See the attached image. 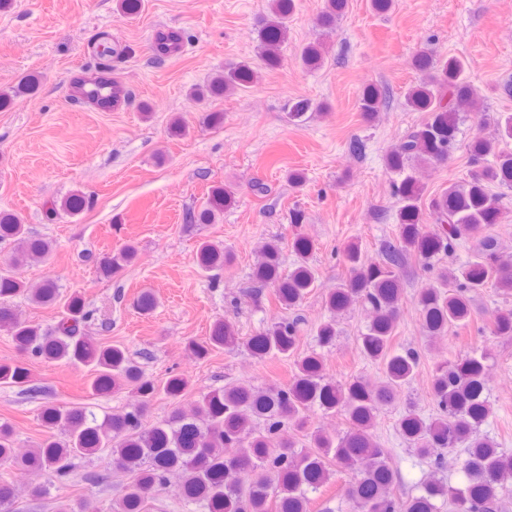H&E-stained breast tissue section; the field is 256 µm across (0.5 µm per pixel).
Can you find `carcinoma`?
<instances>
[{
    "label": "carcinoma",
    "instance_id": "1",
    "mask_svg": "<svg viewBox=\"0 0 512 512\" xmlns=\"http://www.w3.org/2000/svg\"><path fill=\"white\" fill-rule=\"evenodd\" d=\"M345 2L326 0L318 25L334 28ZM294 9V0H269L260 28L261 56L269 67L277 65L288 41V18ZM299 56L305 66L320 67L322 43L302 46ZM412 66L421 78L407 91L405 104L427 117L385 158L387 169L395 175L392 189L400 204L397 239L384 245L374 263L364 261L358 244L344 248L350 276L327 294L330 316L315 327L318 347L332 348L339 337L336 314L356 304L366 307L370 321L357 341L363 357L382 366L381 381L333 383L323 373L319 354L311 352L294 360L292 379L284 386L259 388L247 381L230 382L201 394L186 411L177 406L187 387L183 377L174 375L156 383L124 349L87 336L84 326L91 315L81 298L63 297L52 280L38 287L25 280L21 268L30 259L45 258L51 244L35 237L18 216L0 213V242L13 245L12 258L0 267V330L12 337L25 356L88 369L93 373L89 389L94 395L129 389L136 397L134 404L100 420L88 418L81 406H46L41 419L50 434L22 454L17 452L14 426L0 421V465L44 471L63 482L80 462L109 448L116 470L129 475L112 500L111 512H143L148 500L169 493L186 512H309L310 494L343 470L356 471L353 480L340 488L341 499L351 503L355 512H442L446 504L453 512H499L505 496L512 493V452L481 434L492 414L485 350L475 349L460 361L440 362L430 385L436 414L426 417L417 404L409 403L397 423L408 449L420 457L429 456L435 448L463 449L465 485L454 487L434 477L423 482L415 496L394 494L397 473L372 433L379 408L393 404L420 364L416 350L393 344L404 300L400 270L408 260L414 258L436 271L435 281L414 298L428 336H443L451 327L468 325L473 297L488 288L504 302L512 300V269L500 262L499 242L490 233L502 217V196L512 191V149L506 148L512 141V113L481 108L484 95L470 80L461 57L438 58L420 51L413 56ZM259 78L249 63H236L217 75L206 90H195L194 96L201 100L228 95L253 86ZM383 98L375 86L363 91L359 109L366 120L376 117ZM470 119L477 128L469 143L471 172L437 194H426L415 169L447 160L456 148L461 125ZM487 128L492 129L489 135L484 134ZM234 202V191L214 186L201 210L189 219L211 224ZM464 238L474 241L468 260L452 268L439 265L453 257ZM290 246L298 264L288 275L280 271L276 241L258 248L253 270L259 286L271 288L287 314L247 339L239 337L231 324L217 320L207 342L188 344L198 358L223 348H244L259 360L294 355L300 318L289 311L313 291L317 276L309 264L312 242L297 236ZM135 255V246L128 244L103 261L100 271L110 276ZM229 260L219 244L204 241L197 249L196 261L205 271ZM18 297L61 310L52 334L17 318L11 301ZM487 330L491 336L512 339V307L498 309ZM30 381L26 362H0L1 386L23 387ZM161 395L176 408L164 420L144 425L145 415ZM316 410L344 416L347 430L337 435L319 428L308 430L310 414ZM287 427L302 433V439L284 437ZM16 496L15 488L0 485V512H15ZM52 512H99V508L91 501L75 506L57 499Z\"/></svg>",
    "mask_w": 512,
    "mask_h": 512
}]
</instances>
